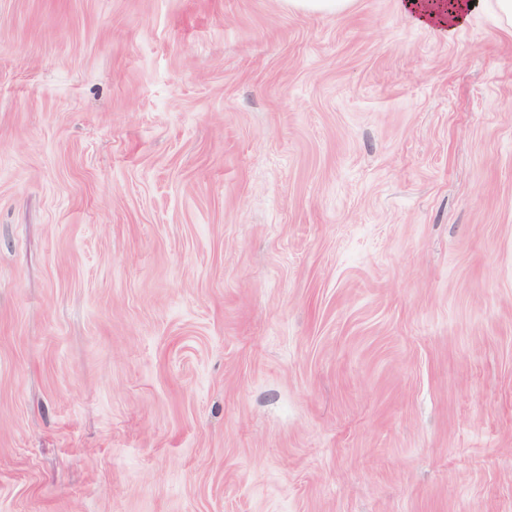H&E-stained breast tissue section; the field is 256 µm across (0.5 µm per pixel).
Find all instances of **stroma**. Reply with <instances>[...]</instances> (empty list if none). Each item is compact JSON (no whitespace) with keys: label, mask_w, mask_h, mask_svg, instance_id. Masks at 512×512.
<instances>
[{"label":"stroma","mask_w":512,"mask_h":512,"mask_svg":"<svg viewBox=\"0 0 512 512\" xmlns=\"http://www.w3.org/2000/svg\"><path fill=\"white\" fill-rule=\"evenodd\" d=\"M0 512H512L492 4L0 0ZM288 8L309 14L340 15L348 11L354 0H286ZM470 1H474L472 9H469ZM482 1L486 0L452 1L447 11H443L436 0H399V6L416 24L450 33L462 26Z\"/></svg>","instance_id":"stroma-1"}]
</instances>
